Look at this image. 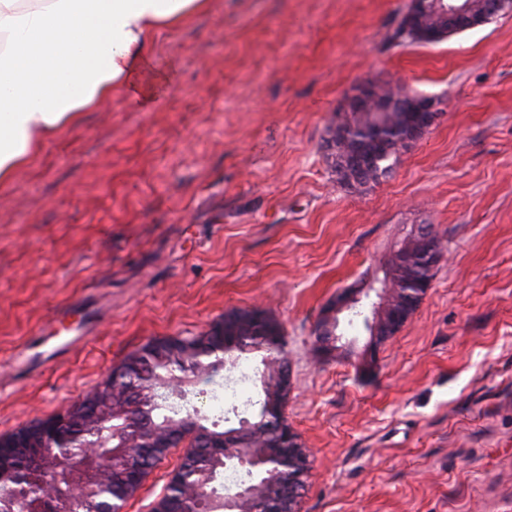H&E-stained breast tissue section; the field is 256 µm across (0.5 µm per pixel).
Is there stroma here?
<instances>
[{"label":"stroma","mask_w":512,"mask_h":512,"mask_svg":"<svg viewBox=\"0 0 512 512\" xmlns=\"http://www.w3.org/2000/svg\"><path fill=\"white\" fill-rule=\"evenodd\" d=\"M409 0H212L156 34V76L47 138L0 186V436L56 415L149 340L261 307L288 341L286 413L312 461L300 512H512V15L437 44L390 36ZM364 83L440 99L393 173L348 190L325 147ZM419 306L312 335L379 286L419 225ZM170 449L124 512H152ZM332 309L328 307L327 314L322 317L313 329L315 336V349L318 353L330 355L336 350V331L338 326V319L336 315L331 314ZM330 339H333V344L328 348L323 347V344Z\"/></svg>","instance_id":"35a3bbf8"}]
</instances>
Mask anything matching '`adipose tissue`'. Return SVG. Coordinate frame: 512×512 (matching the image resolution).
<instances>
[{
    "label": "adipose tissue",
    "instance_id": "1",
    "mask_svg": "<svg viewBox=\"0 0 512 512\" xmlns=\"http://www.w3.org/2000/svg\"><path fill=\"white\" fill-rule=\"evenodd\" d=\"M211 0H0V185L64 127L135 88L160 30Z\"/></svg>",
    "mask_w": 512,
    "mask_h": 512
}]
</instances>
